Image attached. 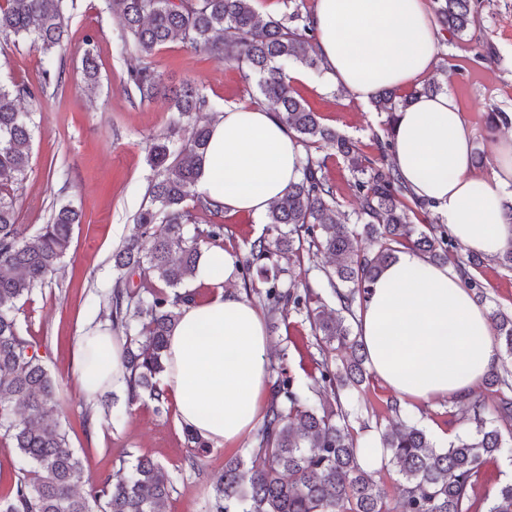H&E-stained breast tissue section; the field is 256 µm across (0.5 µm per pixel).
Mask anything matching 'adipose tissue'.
<instances>
[{
    "mask_svg": "<svg viewBox=\"0 0 512 512\" xmlns=\"http://www.w3.org/2000/svg\"><path fill=\"white\" fill-rule=\"evenodd\" d=\"M312 22L327 76L359 101L427 78L437 31L427 0H316ZM393 165L405 186L435 203L442 223L467 249L487 256L512 246L502 191L512 186V140L498 141L489 175L471 166L473 142L455 99L423 96L397 112ZM295 135L264 106L226 110L211 126L196 195L231 214H267L301 177ZM237 254L203 251L195 283L210 297L181 306L160 387L180 424L231 447L262 419L270 394L262 314L227 290ZM372 374L401 403L465 396L500 363L485 311L447 265L405 250L376 279L357 324ZM90 396L124 388L122 350L108 329L82 336L76 357Z\"/></svg>",
    "mask_w": 512,
    "mask_h": 512,
    "instance_id": "ef3b65f1",
    "label": "adipose tissue"
}]
</instances>
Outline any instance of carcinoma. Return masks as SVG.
<instances>
[{
  "label": "carcinoma",
  "instance_id": "1",
  "mask_svg": "<svg viewBox=\"0 0 512 512\" xmlns=\"http://www.w3.org/2000/svg\"><path fill=\"white\" fill-rule=\"evenodd\" d=\"M121 30L112 46L118 57L136 56L126 70L132 99L144 103L169 96L179 118L190 122V135L176 137L175 123L157 139L148 162L155 178L149 203L135 215L134 232L112 254L117 271L139 273L141 289L117 278L110 296V317L126 336L127 405L148 396L157 409L167 403L158 387L164 354L177 306L193 301L186 291L174 296L192 277L199 242L221 246L224 205L189 198L208 144L212 111L209 100L191 83L166 88L152 59L179 40L245 66L256 81L257 100L269 103L278 119L306 148L302 177L289 187L266 215L264 235L245 243L238 273L245 290L253 267L265 279L257 292L270 316L293 311L304 317L315 336L318 357L309 381L298 380L281 365L271 384L256 445L224 461L209 499V512H512V481L483 508L478 481L486 460L512 441V372L507 365L491 370L484 384L497 394L491 413L472 395L455 403L472 413L475 433L440 447L427 430L404 412L396 396L386 412L396 420L379 431L377 448L361 446L345 403L362 392L368 379V353L352 325L364 308L370 288L400 248L435 264H449L473 297L483 300L482 285L472 270L481 255L466 252L445 224L417 222L429 217L433 203L416 198L396 170L364 155L348 137L324 125L318 113L294 95L287 71L299 65L319 72L311 13L296 5L279 17L262 18L256 0H104ZM443 30L461 37L476 24L474 0H433ZM74 0H0V42L25 43L42 56L41 80L34 86L0 80V437L11 441L13 478L0 484V512H163L173 490L168 469L147 455L131 470L107 477L93 495L77 491L84 466L69 446L53 414L62 406L57 385L33 344L20 336L14 310L33 288L51 281L70 246L73 226L82 211L67 203L52 209L37 232L26 235L18 224V201L31 171L34 109L52 85H61L65 63L59 50L67 37ZM81 59L84 89L100 84L96 42L89 36ZM442 87L424 82L403 96L382 89L371 104L387 114L386 138H376L379 156L392 148L395 113L419 96ZM336 150L352 174L357 208L353 222L340 218L336 185L324 175L318 151ZM192 205H187V200ZM197 210L210 215L205 228L189 227ZM363 234L374 251H358ZM320 255L334 259L323 270L321 289L285 282L281 276ZM487 318L500 354L512 359V312L498 307ZM398 468L405 484L388 498L376 474L380 462Z\"/></svg>",
  "mask_w": 512,
  "mask_h": 512
}]
</instances>
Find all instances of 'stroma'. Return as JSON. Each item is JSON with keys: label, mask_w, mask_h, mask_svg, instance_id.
Segmentation results:
<instances>
[{"label": "stroma", "mask_w": 512, "mask_h": 512, "mask_svg": "<svg viewBox=\"0 0 512 512\" xmlns=\"http://www.w3.org/2000/svg\"><path fill=\"white\" fill-rule=\"evenodd\" d=\"M117 32L102 0H77L62 50L64 83L42 97L36 117L32 170L19 200V221L36 230L46 223L52 207L68 202L80 208L83 218L73 227L62 269L17 303L15 317L21 336L38 349L60 384V420L71 447L84 459L80 492H89L92 483L147 455L174 475L165 512H208L212 486L225 459L252 447L254 436L231 448H211L201 460L192 461L173 406L159 411L146 398L131 406L122 389L88 398L75 373L79 336L112 325L100 311L118 276L112 254L130 236L134 216L147 200L154 177L146 162L149 146L173 118L167 99L139 104L129 98L123 81L127 64L112 53ZM89 35L97 38L100 66V87L93 98L83 89L81 72ZM156 65L167 86L194 83L212 106L211 119L253 101L254 83L245 79L241 67L186 49L181 42L162 48ZM40 72V55L29 45L0 47V77L34 83ZM431 79L456 98L482 157L475 171L489 174L491 138L512 137V123L500 125L494 134L486 127L488 112L512 114V0H483L476 28L462 38L440 34ZM294 91L324 124L357 141L365 155L377 157L375 139L384 133L385 113L355 101L324 76L307 77ZM474 275L487 305L512 310V270L488 259ZM266 330L270 357L284 356L287 368L298 379H307L314 371L315 351L308 323L292 313L267 322ZM112 406L122 409L120 420L108 415ZM409 410L437 439L453 442L473 429L466 415L444 398L410 405Z\"/></svg>", "instance_id": "obj_1"}]
</instances>
